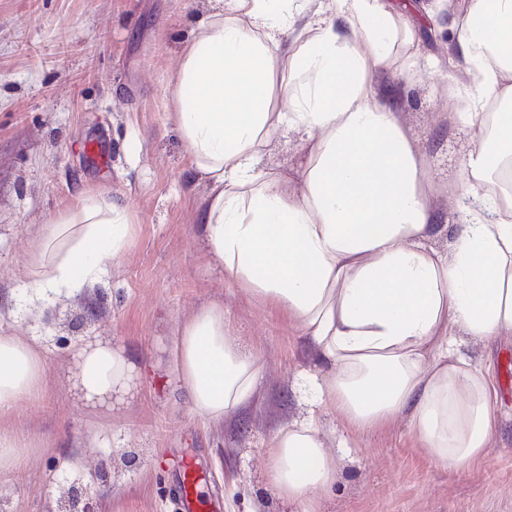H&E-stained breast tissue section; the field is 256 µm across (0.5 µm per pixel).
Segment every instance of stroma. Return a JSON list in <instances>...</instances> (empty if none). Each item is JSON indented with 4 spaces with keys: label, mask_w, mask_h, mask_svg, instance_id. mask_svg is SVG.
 Returning a JSON list of instances; mask_svg holds the SVG:
<instances>
[{
    "label": "stroma",
    "mask_w": 512,
    "mask_h": 512,
    "mask_svg": "<svg viewBox=\"0 0 512 512\" xmlns=\"http://www.w3.org/2000/svg\"><path fill=\"white\" fill-rule=\"evenodd\" d=\"M409 13L426 54L445 58L427 12L435 0H394ZM216 0H0V334L36 338L47 385L22 399L16 428L40 440L21 466L0 474V512H171L169 491L184 459L201 461L204 500L222 512H295L270 484L267 451L278 429L314 418L336 453L338 480L321 512H512V334L461 350L495 393L493 446L474 471L435 462L405 418L359 429L302 394L323 375L301 327L278 309L250 303L210 272L196 234L195 199L207 190L192 172L170 121L167 86L184 45ZM401 119L427 154L433 179L456 180L474 133L448 109L432 70L401 84ZM112 155L93 164L84 144ZM298 135L276 136L258 165H297ZM112 198L136 226L127 251L94 288L47 305L29 302L27 247L42 225L87 191ZM219 303L241 349L264 374L260 405L224 428L196 416L178 376L174 342L185 317ZM103 341L135 363L125 404H90L74 391L72 355Z\"/></svg>",
    "instance_id": "obj_1"
}]
</instances>
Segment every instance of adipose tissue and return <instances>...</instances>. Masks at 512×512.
<instances>
[{
    "label": "adipose tissue",
    "instance_id": "obj_1",
    "mask_svg": "<svg viewBox=\"0 0 512 512\" xmlns=\"http://www.w3.org/2000/svg\"><path fill=\"white\" fill-rule=\"evenodd\" d=\"M449 52L472 75L448 107L482 138L452 182L374 80L412 26L385 0H225L184 47L168 92L190 165L208 185L197 235L210 269L298 323L325 368L316 387L355 426L407 419L430 456L477 467L493 441V387L454 340L512 333V0H460ZM303 134L293 174L257 166L282 131ZM501 184L500 194H483ZM464 205L449 223L438 198ZM133 233L124 209L90 191L32 240L25 276L41 302L92 287ZM447 239V249L436 248ZM175 356L192 409L220 427L255 401L262 367L212 304L186 317ZM87 398L124 400L134 365L87 344L73 355ZM47 364L25 336L0 335V473L23 439L14 410L43 391ZM268 475L299 512H319L338 475L313 421L280 428Z\"/></svg>",
    "mask_w": 512,
    "mask_h": 512
}]
</instances>
